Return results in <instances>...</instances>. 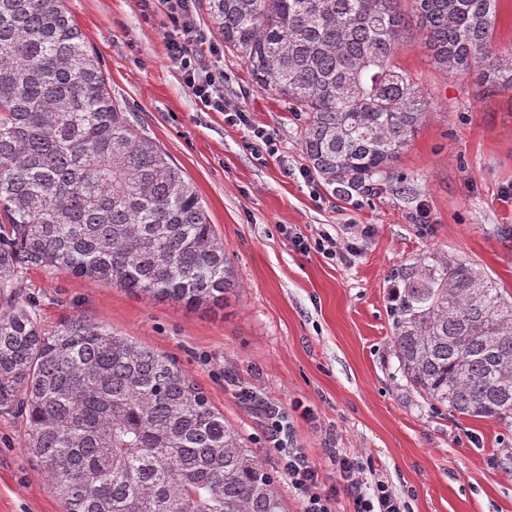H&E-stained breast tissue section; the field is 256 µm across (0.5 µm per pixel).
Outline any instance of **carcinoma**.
Masks as SVG:
<instances>
[{
  "mask_svg": "<svg viewBox=\"0 0 512 512\" xmlns=\"http://www.w3.org/2000/svg\"><path fill=\"white\" fill-rule=\"evenodd\" d=\"M409 9H403V2ZM498 0H205L224 47L303 119L330 186L388 182L427 117L396 62L416 27L433 63L512 89ZM31 266L195 309L236 287L193 185L112 97L65 0H0V412L65 512H288L271 473L170 359L80 316L53 330L20 300ZM391 346L434 408L512 427V296L437 253L398 272Z\"/></svg>",
  "mask_w": 512,
  "mask_h": 512,
  "instance_id": "carcinoma-1",
  "label": "carcinoma"
}]
</instances>
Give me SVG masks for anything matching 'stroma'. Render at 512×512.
Segmentation results:
<instances>
[{
	"label": "stroma",
	"instance_id": "35a3bbf8",
	"mask_svg": "<svg viewBox=\"0 0 512 512\" xmlns=\"http://www.w3.org/2000/svg\"><path fill=\"white\" fill-rule=\"evenodd\" d=\"M192 3L203 61L223 71L225 100L273 134L278 156L256 159L247 129L195 97L168 57L161 0H65L113 97L196 188L239 279L236 295L224 309L189 312L30 267L19 278L23 300L45 329L80 315L173 359L271 471L289 512L301 504L241 389L288 412L292 447L325 484L338 480L335 456H349L371 460L365 482L384 481L407 512H512V427L428 405L399 368L389 318L395 269L429 253L479 264L512 294V90L439 71L413 35L397 62L429 107L398 164L405 181L339 192L304 178L297 114L255 87L201 0ZM295 233H327L358 252H302ZM26 438L21 415L0 413V512H64Z\"/></svg>",
	"mask_w": 512,
	"mask_h": 512
}]
</instances>
